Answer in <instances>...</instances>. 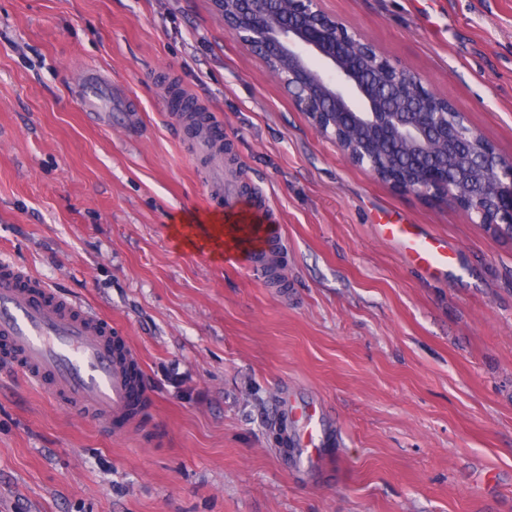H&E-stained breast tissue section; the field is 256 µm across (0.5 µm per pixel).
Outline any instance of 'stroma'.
Masks as SVG:
<instances>
[{
    "instance_id": "stroma-1",
    "label": "stroma",
    "mask_w": 512,
    "mask_h": 512,
    "mask_svg": "<svg viewBox=\"0 0 512 512\" xmlns=\"http://www.w3.org/2000/svg\"><path fill=\"white\" fill-rule=\"evenodd\" d=\"M320 6L512 160V0ZM87 69L129 117L81 110ZM175 91L283 226L282 287L180 238L224 217ZM1 261L111 322L151 401L106 434L0 360V512H512V237L352 162L212 0H0ZM305 403L338 435L314 469L273 434ZM416 224H382L381 234L402 243L411 258L419 265L440 273H448V247L433 235H422Z\"/></svg>"
}]
</instances>
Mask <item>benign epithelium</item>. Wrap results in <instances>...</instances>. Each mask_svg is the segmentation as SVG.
<instances>
[{"mask_svg":"<svg viewBox=\"0 0 512 512\" xmlns=\"http://www.w3.org/2000/svg\"><path fill=\"white\" fill-rule=\"evenodd\" d=\"M226 31L261 55L314 126L356 164L395 187L441 195L512 231V161L498 155L416 75L381 58L319 0H213ZM393 143L412 172H384L376 148Z\"/></svg>","mask_w":512,"mask_h":512,"instance_id":"benign-epithelium-1","label":"benign epithelium"}]
</instances>
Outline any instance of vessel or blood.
I'll return each mask as SVG.
<instances>
[{
	"mask_svg": "<svg viewBox=\"0 0 512 512\" xmlns=\"http://www.w3.org/2000/svg\"><path fill=\"white\" fill-rule=\"evenodd\" d=\"M80 101L88 112H128L132 104L112 97V86L95 74H83ZM196 147L220 156L222 127L204 123L191 127ZM224 215V260L259 268L258 256L271 248H282L280 225L271 223L270 211L261 197L224 190L215 184L208 201ZM386 238L402 243L419 265L444 273L448 249L442 240L420 234L412 224H384ZM0 354L37 385L72 409L93 415L99 425L126 419L131 408L145 398L139 378L127 369L135 362L131 349H118L111 323L90 309L59 299L42 280L8 262L0 264ZM303 427L297 439L306 461L319 460L333 432L321 422L316 408L300 410Z\"/></svg>",
	"mask_w": 512,
	"mask_h": 512,
	"instance_id": "obj_1",
	"label": "vessel or blood"
}]
</instances>
